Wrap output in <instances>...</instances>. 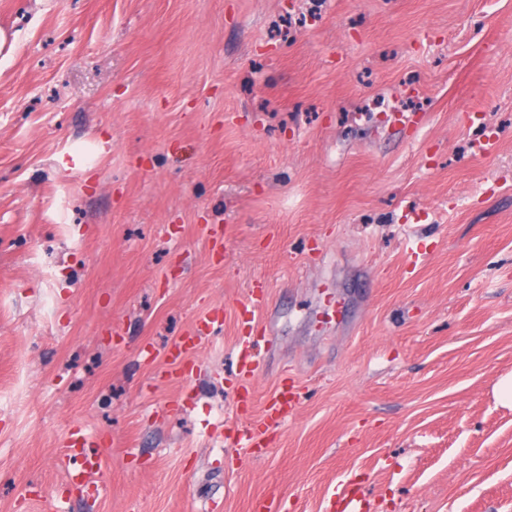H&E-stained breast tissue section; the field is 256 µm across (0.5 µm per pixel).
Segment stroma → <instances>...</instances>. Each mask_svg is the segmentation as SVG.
I'll return each instance as SVG.
<instances>
[{
	"label": "stroma",
	"mask_w": 512,
	"mask_h": 512,
	"mask_svg": "<svg viewBox=\"0 0 512 512\" xmlns=\"http://www.w3.org/2000/svg\"><path fill=\"white\" fill-rule=\"evenodd\" d=\"M0 33V512H512V0H0ZM267 305V291L266 286L261 281H255L248 293V302L241 309L238 317V323L248 326L252 330L257 321V315L265 309ZM246 339L242 342V348L240 351V367L239 375L243 384L241 388L243 390V396L247 398L250 396V386L253 378L261 371V359L259 352L256 349L257 342L251 341V335L245 336ZM298 389L294 381L284 379L275 394L266 402L259 425L245 426L237 430V445L244 448H261L266 441V433L277 428L298 411ZM96 446L95 437L84 433L81 429L72 428L59 445L58 456L66 462L78 464L80 470L75 477L83 480L101 469L99 457L90 452V448H96Z\"/></svg>",
	"instance_id": "1"
}]
</instances>
